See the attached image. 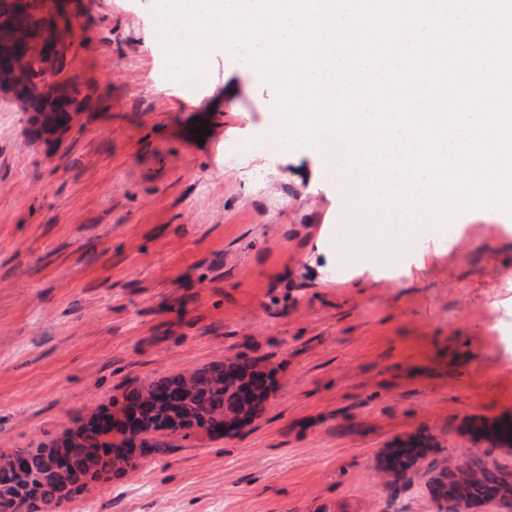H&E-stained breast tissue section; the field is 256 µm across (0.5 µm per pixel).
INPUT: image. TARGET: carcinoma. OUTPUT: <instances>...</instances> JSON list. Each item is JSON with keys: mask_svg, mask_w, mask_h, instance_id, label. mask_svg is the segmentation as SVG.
Wrapping results in <instances>:
<instances>
[{"mask_svg": "<svg viewBox=\"0 0 512 512\" xmlns=\"http://www.w3.org/2000/svg\"><path fill=\"white\" fill-rule=\"evenodd\" d=\"M245 384L244 376L234 364L198 370L193 373L191 386L184 389L177 406L161 404L141 416L138 434L174 426L183 431L202 425L222 428L224 405L231 403ZM432 440L430 435L414 434L378 454L376 469L388 477L387 488L396 487L417 472V465L425 459ZM15 458L26 465L24 496L31 502L34 512H55L59 503V479L49 472L45 452L20 449ZM98 465L101 473L109 474L115 468L129 465V461L126 456L114 453L110 458H98ZM425 474L430 476L428 486L432 498L452 503L457 512H467L490 500H512V470L496 462L492 448L469 455L454 468L439 467L431 462ZM14 484L13 473L1 469L0 486L5 487L6 492L0 494V512H15Z\"/></svg>", "mask_w": 512, "mask_h": 512, "instance_id": "carcinoma-1", "label": "carcinoma"}]
</instances>
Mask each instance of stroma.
<instances>
[{
  "label": "stroma",
  "instance_id": "35a3bbf8",
  "mask_svg": "<svg viewBox=\"0 0 512 512\" xmlns=\"http://www.w3.org/2000/svg\"><path fill=\"white\" fill-rule=\"evenodd\" d=\"M64 6L71 129L39 135L0 95V465L132 388L241 356L274 372L241 433H157L165 455L65 512H436L420 474L390 497L376 455L426 430L451 467L470 423L512 417V217L467 211L415 251L344 260L346 202L312 146L226 151L273 113L251 65L216 48L189 89L149 38L157 0Z\"/></svg>",
  "mask_w": 512,
  "mask_h": 512
}]
</instances>
